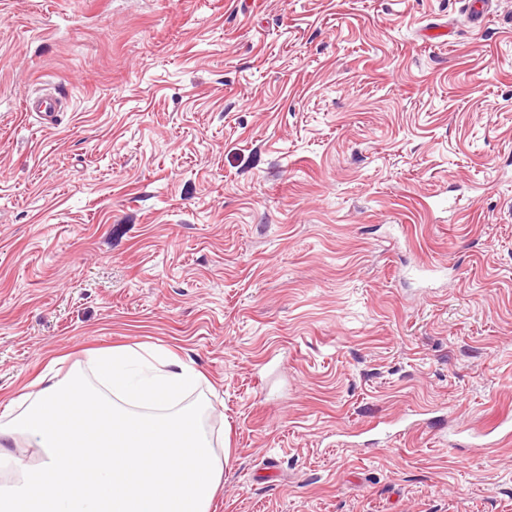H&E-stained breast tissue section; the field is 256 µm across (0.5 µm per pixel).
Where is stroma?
Returning a JSON list of instances; mask_svg holds the SVG:
<instances>
[{
  "label": "stroma",
  "mask_w": 512,
  "mask_h": 512,
  "mask_svg": "<svg viewBox=\"0 0 512 512\" xmlns=\"http://www.w3.org/2000/svg\"><path fill=\"white\" fill-rule=\"evenodd\" d=\"M488 2L0 0V405L150 345L231 450L209 512H512V445L449 441L512 415ZM26 112H38L46 124L53 122L54 113L60 108V101L47 95H39L26 100L23 105Z\"/></svg>",
  "instance_id": "stroma-1"
}]
</instances>
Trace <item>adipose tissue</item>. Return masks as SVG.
<instances>
[{
	"instance_id": "1",
	"label": "adipose tissue",
	"mask_w": 512,
	"mask_h": 512,
	"mask_svg": "<svg viewBox=\"0 0 512 512\" xmlns=\"http://www.w3.org/2000/svg\"><path fill=\"white\" fill-rule=\"evenodd\" d=\"M94 369L6 404L0 461L20 435L41 461L0 487V512H208L225 463L205 404L188 399L199 373L141 346L101 352Z\"/></svg>"
}]
</instances>
